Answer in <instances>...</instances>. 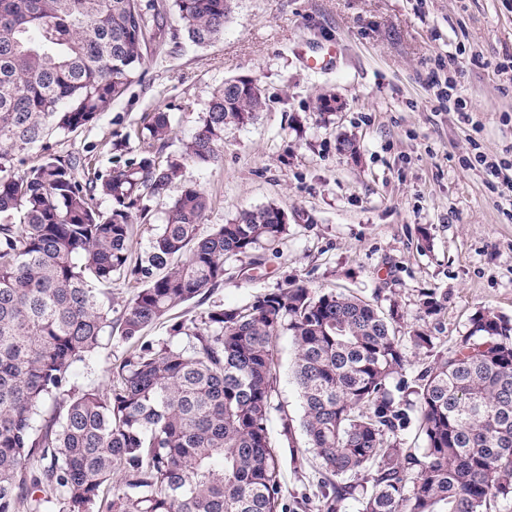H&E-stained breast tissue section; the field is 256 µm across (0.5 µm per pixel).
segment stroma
Returning a JSON list of instances; mask_svg holds the SVG:
<instances>
[{
    "label": "stroma",
    "instance_id": "stroma-1",
    "mask_svg": "<svg viewBox=\"0 0 512 512\" xmlns=\"http://www.w3.org/2000/svg\"><path fill=\"white\" fill-rule=\"evenodd\" d=\"M510 57L512 0H233L219 41L150 52L141 83L94 125L53 145L63 155L94 150L108 166L114 137L160 108L175 128L165 153L176 157L216 87L257 79L266 110L225 130L218 162L184 163L181 181L211 199L202 231L240 209L274 204L288 215V233L261 268L229 260L207 302L239 307L305 284L396 311L402 336L423 293L435 292L442 309L426 322L435 349L406 347L411 378L469 333L477 311L512 319V204L475 160L479 152L512 160V84L496 70ZM441 71L471 105V122L437 100L432 78ZM325 93L340 99V111L319 114ZM346 136L355 154L339 151ZM129 348L113 337L76 364L70 387L107 386L108 366ZM293 351L290 336L277 339L279 409L269 423L292 505L314 499L319 478L297 424Z\"/></svg>",
    "mask_w": 512,
    "mask_h": 512
}]
</instances>
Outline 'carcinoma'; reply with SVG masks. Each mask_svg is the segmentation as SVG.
<instances>
[{
  "label": "carcinoma",
  "mask_w": 512,
  "mask_h": 512,
  "mask_svg": "<svg viewBox=\"0 0 512 512\" xmlns=\"http://www.w3.org/2000/svg\"><path fill=\"white\" fill-rule=\"evenodd\" d=\"M232 0H0V512H292L270 441L274 343H294L299 426L319 461L317 512H491L512 499V321L479 311L454 349L409 380L401 337L354 295L289 284L241 307L211 304L172 330L143 331L224 283L288 233L268 205L203 235L210 198L169 197L180 163L163 155L170 113L146 114L136 156L101 170L51 140L96 122L141 82L147 44L215 43ZM172 15L175 24L164 22ZM266 106L257 82L215 89L182 158L215 163L224 131ZM170 198L134 274L119 329L138 340L106 389H66L112 333L104 286L127 275L134 224ZM412 345L433 337L420 325ZM419 415L424 445L400 439Z\"/></svg>",
  "instance_id": "1"
}]
</instances>
